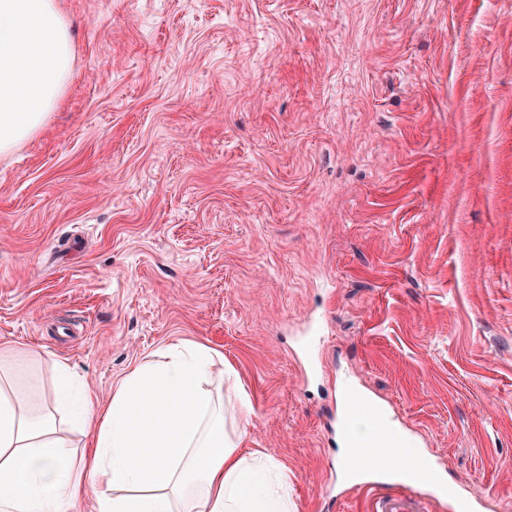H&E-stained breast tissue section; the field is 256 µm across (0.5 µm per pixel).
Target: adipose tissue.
I'll return each instance as SVG.
<instances>
[{
  "label": "adipose tissue",
  "instance_id": "adipose-tissue-1",
  "mask_svg": "<svg viewBox=\"0 0 512 512\" xmlns=\"http://www.w3.org/2000/svg\"><path fill=\"white\" fill-rule=\"evenodd\" d=\"M72 48L57 0H0V154L38 133L62 98ZM37 353L0 345V512H295L288 476L240 452L249 424L228 429L224 382L235 372L199 342L178 341L118 382L96 409L58 363L54 394L72 397L88 437L70 450L35 377Z\"/></svg>",
  "mask_w": 512,
  "mask_h": 512
}]
</instances>
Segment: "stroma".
<instances>
[{
	"mask_svg": "<svg viewBox=\"0 0 512 512\" xmlns=\"http://www.w3.org/2000/svg\"><path fill=\"white\" fill-rule=\"evenodd\" d=\"M60 9L72 77L0 154V343L98 403L218 350L296 512H367L345 376L482 512L512 501V0ZM77 386L76 375L72 372L69 365L58 362L56 368V380L54 388L55 400L58 397H67L72 394Z\"/></svg>",
	"mask_w": 512,
	"mask_h": 512,
	"instance_id": "1",
	"label": "stroma"
}]
</instances>
